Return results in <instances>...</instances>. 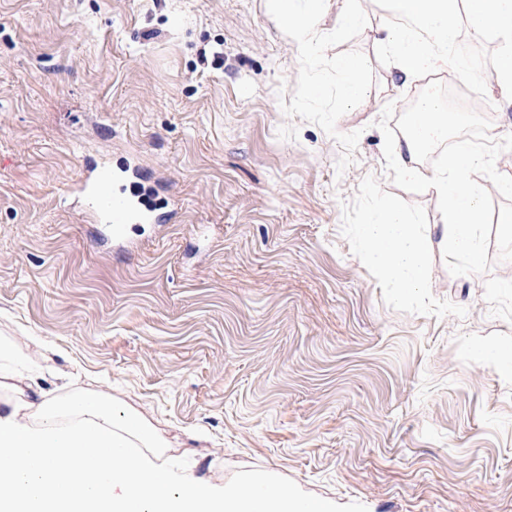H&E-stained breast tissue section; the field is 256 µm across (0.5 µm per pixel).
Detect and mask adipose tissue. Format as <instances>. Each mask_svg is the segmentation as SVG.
Returning <instances> with one entry per match:
<instances>
[{"label": "adipose tissue", "mask_w": 512, "mask_h": 512, "mask_svg": "<svg viewBox=\"0 0 512 512\" xmlns=\"http://www.w3.org/2000/svg\"><path fill=\"white\" fill-rule=\"evenodd\" d=\"M366 256L399 295L425 284L426 242L387 206L363 227ZM162 437L137 412L82 392L0 412V512H334L288 486H234L176 474L156 456Z\"/></svg>", "instance_id": "adipose-tissue-1"}]
</instances>
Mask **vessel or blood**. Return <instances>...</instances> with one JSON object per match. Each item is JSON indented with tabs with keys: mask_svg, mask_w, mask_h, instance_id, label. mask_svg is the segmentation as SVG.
<instances>
[{
	"mask_svg": "<svg viewBox=\"0 0 512 512\" xmlns=\"http://www.w3.org/2000/svg\"><path fill=\"white\" fill-rule=\"evenodd\" d=\"M83 208V215L92 224H109L115 227L124 224H157L163 217L137 209L122 189L106 163L94 165L82 181L76 185Z\"/></svg>",
	"mask_w": 512,
	"mask_h": 512,
	"instance_id": "b4317fda",
	"label": "vessel or blood"
}]
</instances>
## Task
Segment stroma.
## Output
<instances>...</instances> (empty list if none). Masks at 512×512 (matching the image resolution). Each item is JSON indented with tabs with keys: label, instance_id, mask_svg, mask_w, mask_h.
<instances>
[{
	"label": "stroma",
	"instance_id": "1",
	"mask_svg": "<svg viewBox=\"0 0 512 512\" xmlns=\"http://www.w3.org/2000/svg\"><path fill=\"white\" fill-rule=\"evenodd\" d=\"M0 0V372L139 412L167 464L258 474L336 512H512V202L489 269L452 276L438 198L390 179L377 126L427 84L381 64L375 0ZM359 60L364 96L346 98ZM468 105L512 133L486 68ZM137 173L166 224L121 235L66 200ZM425 236L407 298L363 256L386 205ZM473 355L490 367H498L505 360L512 361V347H486L474 345L471 348Z\"/></svg>",
	"mask_w": 512,
	"mask_h": 512
}]
</instances>
